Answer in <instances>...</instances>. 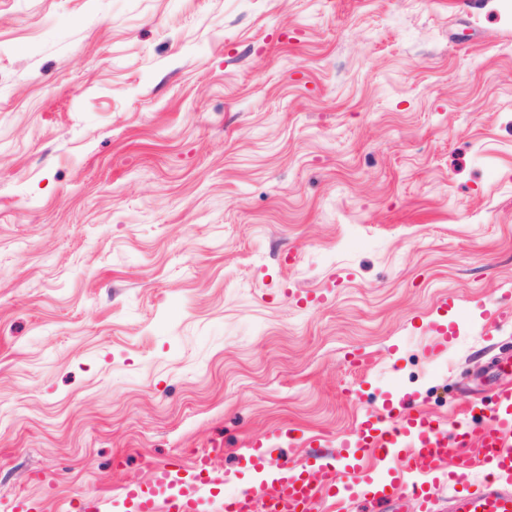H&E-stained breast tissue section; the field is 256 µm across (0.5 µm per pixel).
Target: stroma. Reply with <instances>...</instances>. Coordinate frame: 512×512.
Instances as JSON below:
<instances>
[{
  "mask_svg": "<svg viewBox=\"0 0 512 512\" xmlns=\"http://www.w3.org/2000/svg\"><path fill=\"white\" fill-rule=\"evenodd\" d=\"M508 356L512 0H0V512Z\"/></svg>",
  "mask_w": 512,
  "mask_h": 512,
  "instance_id": "1",
  "label": "stroma"
}]
</instances>
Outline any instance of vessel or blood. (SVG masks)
Listing matches in <instances>:
<instances>
[{"mask_svg":"<svg viewBox=\"0 0 512 512\" xmlns=\"http://www.w3.org/2000/svg\"><path fill=\"white\" fill-rule=\"evenodd\" d=\"M457 418L446 426L409 404L368 413L359 421L351 454L336 459L322 453L296 464L274 458L269 443L252 439L242 455L244 465L263 478L255 490L236 488L235 473L212 474L208 457L192 465L167 461L153 468L150 489L128 488L116 496L92 494L70 502L69 512H314L317 505L349 496L350 485L339 481V472H356L365 458L381 465L377 479L369 481L367 495L381 508L410 494L428 512L437 491L433 481L452 448L460 449L453 477L451 512H512V436L504 427L512 423V382L502 385L495 408L475 401L456 405ZM491 465L493 476L472 485L475 462ZM224 487L216 496V487Z\"/></svg>","mask_w":512,"mask_h":512,"instance_id":"vessel-or-blood-1","label":"vessel or blood"}]
</instances>
